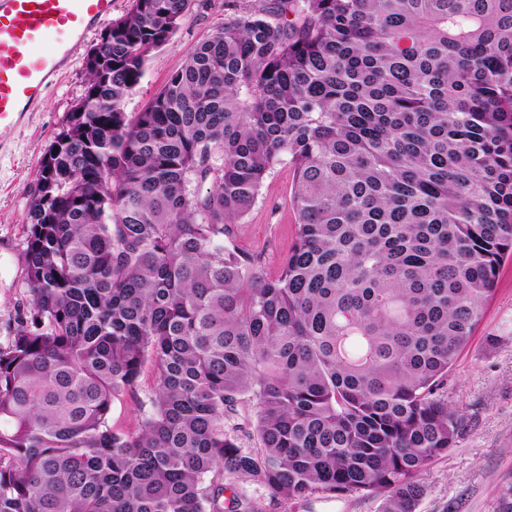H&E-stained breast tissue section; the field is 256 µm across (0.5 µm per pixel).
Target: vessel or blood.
I'll return each instance as SVG.
<instances>
[{"instance_id": "obj_1", "label": "vessel or blood", "mask_w": 512, "mask_h": 512, "mask_svg": "<svg viewBox=\"0 0 512 512\" xmlns=\"http://www.w3.org/2000/svg\"><path fill=\"white\" fill-rule=\"evenodd\" d=\"M111 13L112 0H0V145L14 139L77 46Z\"/></svg>"}]
</instances>
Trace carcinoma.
I'll return each instance as SVG.
<instances>
[{
    "instance_id": "1",
    "label": "carcinoma",
    "mask_w": 512,
    "mask_h": 512,
    "mask_svg": "<svg viewBox=\"0 0 512 512\" xmlns=\"http://www.w3.org/2000/svg\"><path fill=\"white\" fill-rule=\"evenodd\" d=\"M130 2L29 205L0 512H263L241 482L416 512L512 258V0H276L134 116L191 0ZM281 165L297 224L270 275L233 225ZM147 372L140 428L113 427Z\"/></svg>"
}]
</instances>
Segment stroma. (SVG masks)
I'll return each instance as SVG.
<instances>
[{
	"mask_svg": "<svg viewBox=\"0 0 512 512\" xmlns=\"http://www.w3.org/2000/svg\"><path fill=\"white\" fill-rule=\"evenodd\" d=\"M271 0H192L170 42L151 55L141 83L124 110L142 111L180 69L187 51L221 29L244 8ZM92 30L67 73L46 95L12 142L0 150V342L11 336L30 309L25 284L28 206L36 191L44 153L64 126L85 88L84 61L100 39ZM293 172L275 168L257 201L235 227V243L277 272L290 250L295 213L290 203ZM498 337L495 347L485 339ZM446 396L459 407L463 426L456 446L421 476L425 492L417 512H512V259L498 274L481 323L448 378Z\"/></svg>",
	"mask_w": 512,
	"mask_h": 512,
	"instance_id": "1",
	"label": "stroma"
}]
</instances>
